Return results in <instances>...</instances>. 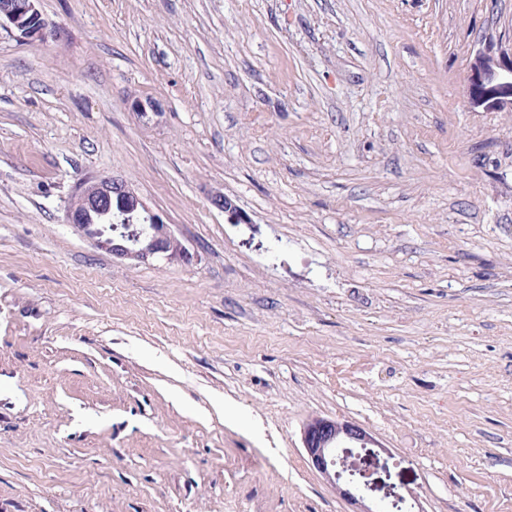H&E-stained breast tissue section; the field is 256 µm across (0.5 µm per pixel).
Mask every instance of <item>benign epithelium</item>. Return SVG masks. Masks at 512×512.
<instances>
[{
  "label": "benign epithelium",
  "instance_id": "benign-epithelium-1",
  "mask_svg": "<svg viewBox=\"0 0 512 512\" xmlns=\"http://www.w3.org/2000/svg\"><path fill=\"white\" fill-rule=\"evenodd\" d=\"M2 27L27 40L42 41L53 35L37 0H0ZM464 96L473 108L512 112V50L496 48L491 41L483 43L470 60ZM210 200L228 223H251L224 193L215 191ZM65 222L97 249L131 265L158 257L186 263L193 259L171 225L117 175H99L80 183L66 207ZM301 443L309 466L352 507L350 512H389L386 505L367 501L362 490L369 487L372 473L352 460L355 448L365 450L377 463L391 457L369 429L350 420L311 416L301 429Z\"/></svg>",
  "mask_w": 512,
  "mask_h": 512
}]
</instances>
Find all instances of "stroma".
I'll use <instances>...</instances> for the list:
<instances>
[{
  "mask_svg": "<svg viewBox=\"0 0 512 512\" xmlns=\"http://www.w3.org/2000/svg\"><path fill=\"white\" fill-rule=\"evenodd\" d=\"M38 7L0 29V512H349L312 415L390 449L373 501L512 512V114L463 94L512 0ZM92 174L192 262L76 234ZM37 2V0L1 1L0 28L6 27L27 40L42 41L54 35L53 30L42 17ZM35 20H38L37 24H34ZM210 200L215 207L224 212V216H226L228 223H249L250 218L247 216V214L235 203L231 197L225 195L223 192H213L210 196Z\"/></svg>",
  "mask_w": 512,
  "mask_h": 512,
  "instance_id": "35a3bbf8",
  "label": "stroma"
}]
</instances>
